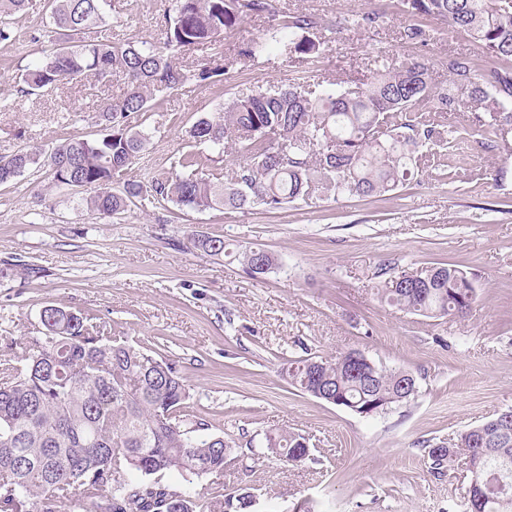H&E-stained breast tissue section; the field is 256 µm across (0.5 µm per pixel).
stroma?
<instances>
[{"label":"stroma","mask_w":512,"mask_h":512,"mask_svg":"<svg viewBox=\"0 0 512 512\" xmlns=\"http://www.w3.org/2000/svg\"><path fill=\"white\" fill-rule=\"evenodd\" d=\"M169 0H110L111 34L160 38ZM280 12L314 15L332 28L320 57L242 59L222 81L184 85L134 114L149 136L127 176H161L189 153L186 136L219 103L255 88L366 81L384 63L415 58L438 83L452 53L499 62L469 36L428 18L425 42L402 36L400 0H276ZM377 13L379 26L355 20ZM0 45V155L46 148L96 130L99 104L119 97L120 78H90L44 96L19 92L28 61L53 46L44 0H29ZM443 143L423 147L419 169L381 197L342 194L276 210H177L161 203L109 218L82 195L49 188L47 171L0 188V359L21 354L56 306L110 326L128 344L161 349L193 388L195 413L234 439L239 460L206 496L243 489L252 512H464L470 475L430 471L427 444L512 409V153L484 147L470 109L443 115ZM259 247L278 260L251 276L234 256L195 249L192 232ZM452 263L474 273L479 292L463 317L427 318L380 303L382 265L390 276ZM351 349L415 374L411 402L372 418L296 392L279 374L288 357H331ZM287 430L309 440L312 461L288 467L254 460L265 435Z\"/></svg>","instance_id":"obj_1"}]
</instances>
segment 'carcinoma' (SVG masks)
<instances>
[{
  "instance_id": "cac0c4a2",
  "label": "carcinoma",
  "mask_w": 512,
  "mask_h": 512,
  "mask_svg": "<svg viewBox=\"0 0 512 512\" xmlns=\"http://www.w3.org/2000/svg\"><path fill=\"white\" fill-rule=\"evenodd\" d=\"M412 18L441 19L472 36L486 54L512 60V0H402ZM26 0H0V43L10 42L9 17ZM107 0H46L53 49L31 60L20 93L49 94L88 76L124 81L120 98L98 109L102 128L88 138H67L45 150L25 146L0 157V186L44 168L51 187L86 186V206L106 218L136 200H163L179 210L263 206L276 210L313 196H381L412 174L419 146L442 141L436 116L462 106L490 135L487 146L512 152V66L476 77L477 61L450 54L443 65L448 84L437 85L426 63L384 64L363 83L343 89L290 86L258 88L224 101L213 117L192 124L189 141L198 152L179 169L144 184L128 179L112 190V177L144 150L148 135L127 118L146 112L157 94L193 81H221L232 65L212 59L184 71L173 58L205 51L224 41L245 17L276 16L272 0H172L158 41L131 37L87 38L107 24ZM317 18L290 13L249 41L238 56L317 57L327 41ZM244 154L224 177L204 170L227 145ZM194 248L226 255L221 236L190 237ZM269 267L274 255L245 246L235 254L245 270L258 255ZM377 289L382 303L428 317H462L477 298L474 276L451 263L402 274ZM280 375L289 386L357 415L372 406L384 413L409 402L401 383L417 386L412 372L376 364L366 355L309 353L285 358ZM191 386L175 362L112 336V329L56 306L40 311L20 363L0 364V512H59L70 500L75 512H248L252 503L237 491L209 498L191 489L204 476H224L236 452L224 436L210 434L204 417L186 427L183 409ZM461 448L470 451L467 512H512V417L495 414L457 435L450 446L429 450L431 472L444 474ZM264 453L285 465L310 459L306 438L281 432L265 437ZM177 474L183 484L167 477Z\"/></svg>"
}]
</instances>
